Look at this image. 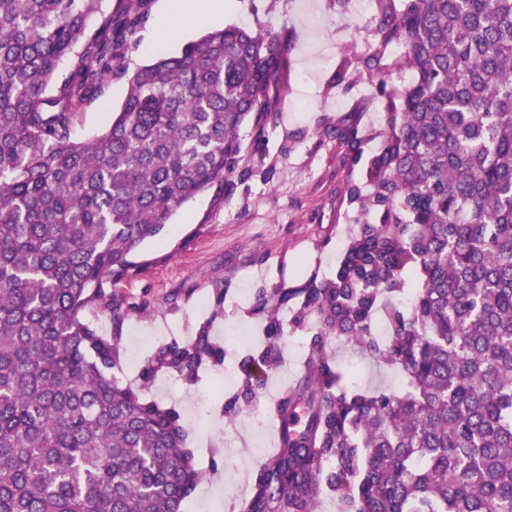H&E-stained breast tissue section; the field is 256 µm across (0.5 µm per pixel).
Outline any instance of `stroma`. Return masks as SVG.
<instances>
[{"mask_svg": "<svg viewBox=\"0 0 512 512\" xmlns=\"http://www.w3.org/2000/svg\"><path fill=\"white\" fill-rule=\"evenodd\" d=\"M372 13H357L352 0H236L226 13L228 25L263 26L290 40L288 60L279 79L278 120L262 134L242 127L252 174L239 181L232 196L209 190L182 205L154 238L134 255L136 276L116 285L129 300L149 302V317L127 319L121 329L125 350L147 353L146 337L194 336L209 322L220 361L205 364L196 383L170 373L140 386V367L120 363L111 371L124 384L140 388L144 399L176 410L186 431L185 446L202 481L184 503V512H240L247 479L259 459L245 450L254 417L280 420L271 406L279 394L298 384L304 373V331L293 329L292 308H282L286 326L280 338L282 360L248 409L224 419L229 397L225 371H238L249 346L259 345L264 315L238 302L258 288H301L338 266L356 230L358 212L349 202L351 186H365L387 112L374 81L357 68L344 83L336 81L343 56L364 59L376 50ZM127 92L126 80L106 85L102 97L80 113L79 139L108 129L112 112ZM357 125L363 141L357 160L327 134L336 125ZM224 283L222 313L214 311V288ZM331 356L345 380L364 391L403 394L405 375L350 343L332 342Z\"/></svg>", "mask_w": 512, "mask_h": 512, "instance_id": "1", "label": "stroma"}]
</instances>
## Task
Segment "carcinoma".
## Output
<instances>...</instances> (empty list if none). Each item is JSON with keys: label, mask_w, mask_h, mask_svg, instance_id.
Segmentation results:
<instances>
[{"label": "carcinoma", "mask_w": 512, "mask_h": 512, "mask_svg": "<svg viewBox=\"0 0 512 512\" xmlns=\"http://www.w3.org/2000/svg\"><path fill=\"white\" fill-rule=\"evenodd\" d=\"M0 0V512H182L203 479L179 415L107 371L115 328L149 304L115 294L131 256L173 213L248 172L240 130L277 120L288 40L226 26L134 69L125 50L150 0ZM376 33L403 49L412 83L389 103L382 152L350 202L362 219L334 276L262 288L263 345L244 359L232 420L281 357L279 308L313 316L300 385L275 401L279 448L243 512H512V0H378ZM380 95L383 55L366 58ZM128 90L110 128L75 121L113 79ZM357 159V128L328 131ZM413 289L380 342L372 314ZM355 342L401 369L403 395L347 387L329 354ZM209 324L154 350L194 383L222 357Z\"/></svg>", "instance_id": "carcinoma-1"}]
</instances>
